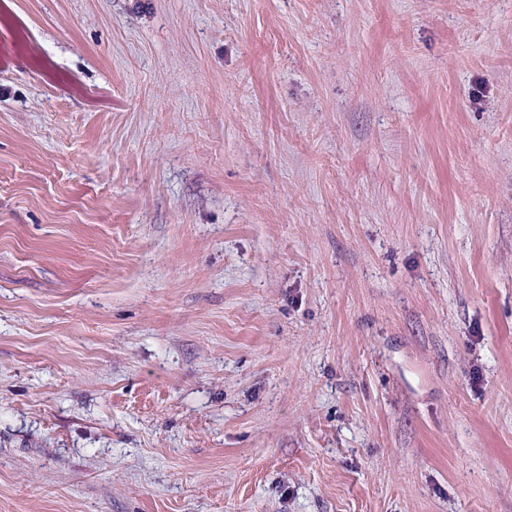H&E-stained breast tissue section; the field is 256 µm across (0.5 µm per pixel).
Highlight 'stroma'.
Wrapping results in <instances>:
<instances>
[{
  "label": "stroma",
  "instance_id": "1",
  "mask_svg": "<svg viewBox=\"0 0 512 512\" xmlns=\"http://www.w3.org/2000/svg\"><path fill=\"white\" fill-rule=\"evenodd\" d=\"M0 512H512V0H0Z\"/></svg>",
  "mask_w": 512,
  "mask_h": 512
}]
</instances>
